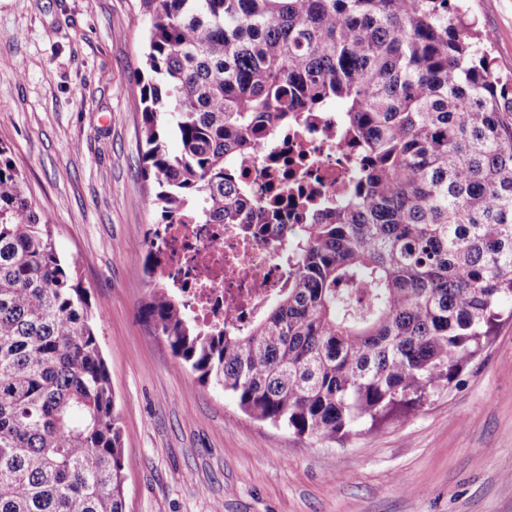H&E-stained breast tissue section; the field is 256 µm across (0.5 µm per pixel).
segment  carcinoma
I'll return each mask as SVG.
<instances>
[{
  "label": "carcinoma",
  "mask_w": 512,
  "mask_h": 512,
  "mask_svg": "<svg viewBox=\"0 0 512 512\" xmlns=\"http://www.w3.org/2000/svg\"><path fill=\"white\" fill-rule=\"evenodd\" d=\"M142 2L159 223L235 224L288 263L242 332L202 328L158 277L154 335L299 436L343 437L451 385L512 299V79L459 0ZM338 100L360 156L344 198L308 224L252 221L236 161ZM102 313L0 145V512H126Z\"/></svg>",
  "instance_id": "obj_1"
}]
</instances>
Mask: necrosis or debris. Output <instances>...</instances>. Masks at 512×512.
Masks as SVG:
<instances>
[{
  "label": "necrosis or debris",
  "instance_id": "1",
  "mask_svg": "<svg viewBox=\"0 0 512 512\" xmlns=\"http://www.w3.org/2000/svg\"><path fill=\"white\" fill-rule=\"evenodd\" d=\"M336 115L322 113L300 131L265 137L240 163L265 203L279 187L311 204L332 203L354 172L350 150L335 136ZM159 242L166 275L188 273L184 301L206 328L231 321L245 326L275 295L279 269L274 255L258 240L242 238L230 224H165Z\"/></svg>",
  "mask_w": 512,
  "mask_h": 512
}]
</instances>
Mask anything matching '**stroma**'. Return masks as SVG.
<instances>
[{
  "instance_id": "stroma-1",
  "label": "stroma",
  "mask_w": 512,
  "mask_h": 512,
  "mask_svg": "<svg viewBox=\"0 0 512 512\" xmlns=\"http://www.w3.org/2000/svg\"><path fill=\"white\" fill-rule=\"evenodd\" d=\"M512 78V0H467ZM141 0H0V145L92 302L127 512H512V302L450 386L329 441L243 413L141 317L157 229L143 173Z\"/></svg>"
}]
</instances>
